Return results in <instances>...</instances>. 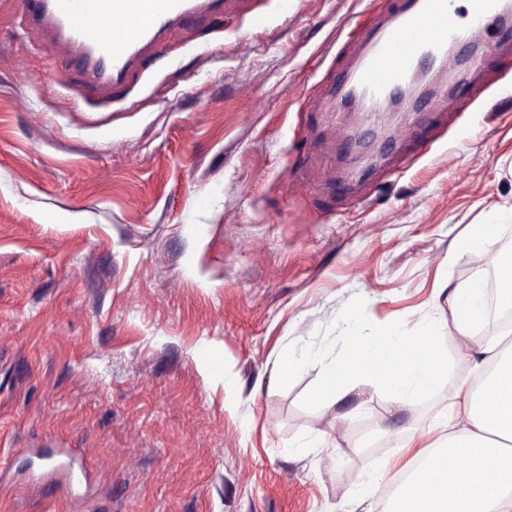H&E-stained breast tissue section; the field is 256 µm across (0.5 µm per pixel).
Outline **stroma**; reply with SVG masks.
<instances>
[{
  "label": "stroma",
  "mask_w": 512,
  "mask_h": 512,
  "mask_svg": "<svg viewBox=\"0 0 512 512\" xmlns=\"http://www.w3.org/2000/svg\"><path fill=\"white\" fill-rule=\"evenodd\" d=\"M255 2L265 27L195 20L107 106L0 0V512H350L371 477L395 483L402 436L434 441L463 362L432 295L512 242V61L418 139L403 112L327 128L304 99L390 0ZM480 224L500 240L452 259ZM357 296L378 325L439 322L453 369L433 400L360 381L309 410L313 368L277 388L286 349L326 342ZM34 448L81 449L91 484Z\"/></svg>",
  "instance_id": "stroma-1"
}]
</instances>
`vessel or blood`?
<instances>
[{
	"instance_id": "obj_1",
	"label": "vessel or blood",
	"mask_w": 512,
	"mask_h": 512,
	"mask_svg": "<svg viewBox=\"0 0 512 512\" xmlns=\"http://www.w3.org/2000/svg\"><path fill=\"white\" fill-rule=\"evenodd\" d=\"M31 29L41 45L77 62L82 92L109 100L126 85L140 61L171 30L193 17L238 13L247 0H21ZM512 7L506 0H400L385 17L362 31L353 61L323 94L308 98L321 121L355 104L372 112L382 101L404 97L416 75L437 69L449 53L465 63L452 89L435 92L417 106L405 136H412L419 116L439 107L466 111L469 88L512 52V38L503 36Z\"/></svg>"
}]
</instances>
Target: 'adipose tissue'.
I'll use <instances>...</instances> for the list:
<instances>
[{"instance_id": "ef3b65f1", "label": "adipose tissue", "mask_w": 512, "mask_h": 512, "mask_svg": "<svg viewBox=\"0 0 512 512\" xmlns=\"http://www.w3.org/2000/svg\"><path fill=\"white\" fill-rule=\"evenodd\" d=\"M448 308L466 371L480 383L461 384L434 443L419 448L406 435L413 455L402 491L377 511L367 483L355 497L362 512H512V340L477 330L489 312L483 274L453 288Z\"/></svg>"}]
</instances>
